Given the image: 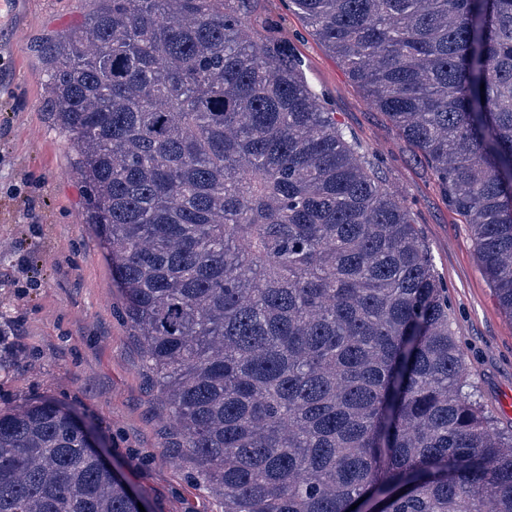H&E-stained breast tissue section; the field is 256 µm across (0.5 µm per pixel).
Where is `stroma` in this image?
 <instances>
[{"label":"stroma","instance_id":"1","mask_svg":"<svg viewBox=\"0 0 512 512\" xmlns=\"http://www.w3.org/2000/svg\"><path fill=\"white\" fill-rule=\"evenodd\" d=\"M94 0H0V408L50 397L80 418L159 512H219L178 459L177 433L150 380L95 225L76 159L47 102L60 33ZM250 18L290 44L337 122L378 156L448 285L452 328L485 409L512 429V318L498 306L465 218L417 148L373 109L287 0H250Z\"/></svg>","mask_w":512,"mask_h":512}]
</instances>
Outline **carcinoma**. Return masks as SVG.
I'll return each mask as SVG.
<instances>
[{
	"instance_id": "obj_1",
	"label": "carcinoma",
	"mask_w": 512,
	"mask_h": 512,
	"mask_svg": "<svg viewBox=\"0 0 512 512\" xmlns=\"http://www.w3.org/2000/svg\"><path fill=\"white\" fill-rule=\"evenodd\" d=\"M247 0H96L47 93L220 512H512L410 207ZM431 166L512 318V0H288ZM77 413L0 410V512H158Z\"/></svg>"
}]
</instances>
